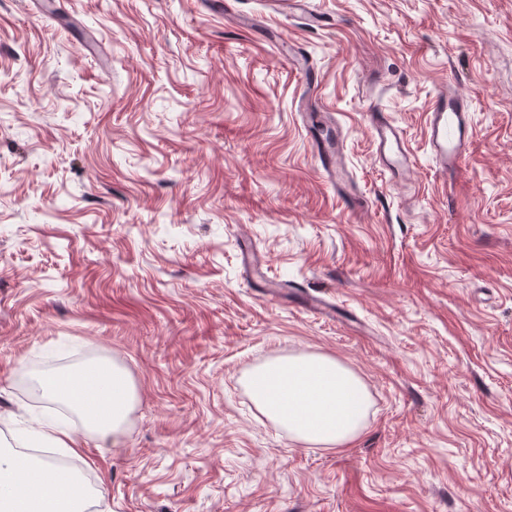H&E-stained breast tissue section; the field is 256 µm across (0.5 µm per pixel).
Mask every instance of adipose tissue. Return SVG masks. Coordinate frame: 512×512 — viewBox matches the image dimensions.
Listing matches in <instances>:
<instances>
[{
	"instance_id": "1",
	"label": "adipose tissue",
	"mask_w": 512,
	"mask_h": 512,
	"mask_svg": "<svg viewBox=\"0 0 512 512\" xmlns=\"http://www.w3.org/2000/svg\"><path fill=\"white\" fill-rule=\"evenodd\" d=\"M46 399L81 412L88 433L119 437L136 399L128 375L98 368L39 378ZM252 395L272 422L305 445L342 448L364 429L369 392L358 374L323 354L277 357L249 378ZM92 490L80 476L25 453L0 451V512H84Z\"/></svg>"
}]
</instances>
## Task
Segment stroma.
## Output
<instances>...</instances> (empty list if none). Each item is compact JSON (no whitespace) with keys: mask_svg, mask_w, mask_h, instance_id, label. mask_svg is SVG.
<instances>
[{"mask_svg":"<svg viewBox=\"0 0 512 512\" xmlns=\"http://www.w3.org/2000/svg\"><path fill=\"white\" fill-rule=\"evenodd\" d=\"M217 2L0 0V445L72 429L90 512H512V0H311L321 27ZM275 34L318 76L361 212ZM446 83L473 101L453 185L425 138ZM371 106L406 131L414 197ZM63 348L133 381L119 445L22 396ZM312 352L369 390L351 446L298 443L252 398L255 368ZM368 131L379 163L395 180L405 179L415 166L404 132L385 112L376 108L365 112ZM313 153L321 165L323 173L333 186L342 191L351 202L356 203V192L350 183L344 166L340 162L343 153V134L336 127L332 133L311 135ZM288 296L298 298L301 307L316 316L333 318L336 315L335 305L320 296L304 293L300 290H296L295 292L290 290Z\"/></svg>","mask_w":512,"mask_h":512,"instance_id":"35a3bbf8","label":"stroma"}]
</instances>
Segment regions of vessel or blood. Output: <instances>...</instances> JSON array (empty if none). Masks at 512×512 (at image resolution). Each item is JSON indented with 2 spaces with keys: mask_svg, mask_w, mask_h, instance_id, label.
Returning a JSON list of instances; mask_svg holds the SVG:
<instances>
[{
  "mask_svg": "<svg viewBox=\"0 0 512 512\" xmlns=\"http://www.w3.org/2000/svg\"><path fill=\"white\" fill-rule=\"evenodd\" d=\"M365 120L379 163L390 172L393 179H405L415 166V158L403 130L386 113L375 108L366 112ZM472 134L471 104L468 98L452 85L442 86L429 106L426 140L443 181L454 180L461 173ZM311 141L313 153L328 180L348 200H355L356 192L340 162L343 153L341 129L312 136ZM294 296L299 299L303 309L316 316L332 318L336 315L334 304L320 296L300 290L295 291Z\"/></svg>",
  "mask_w": 512,
  "mask_h": 512,
  "instance_id": "vessel-or-blood-1",
  "label": "vessel or blood"
}]
</instances>
